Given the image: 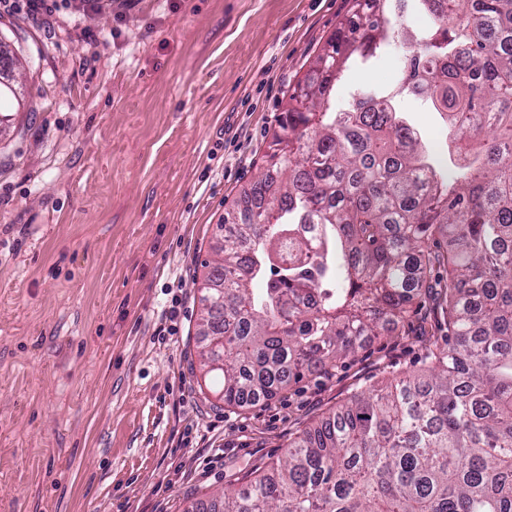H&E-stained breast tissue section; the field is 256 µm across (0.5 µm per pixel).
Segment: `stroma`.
Here are the masks:
<instances>
[{"label": "stroma", "instance_id": "35a3bbf8", "mask_svg": "<svg viewBox=\"0 0 512 512\" xmlns=\"http://www.w3.org/2000/svg\"><path fill=\"white\" fill-rule=\"evenodd\" d=\"M351 0H112L0 14L27 106L0 125V512H184L353 389L423 371L431 302L275 397L226 408L190 369L203 262ZM401 47L351 67L393 88ZM180 283L179 335L158 341Z\"/></svg>", "mask_w": 512, "mask_h": 512}]
</instances>
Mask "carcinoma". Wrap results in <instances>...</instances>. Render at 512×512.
I'll use <instances>...</instances> for the list:
<instances>
[{
  "mask_svg": "<svg viewBox=\"0 0 512 512\" xmlns=\"http://www.w3.org/2000/svg\"><path fill=\"white\" fill-rule=\"evenodd\" d=\"M405 2L353 0L288 96L279 150L204 263L224 302L200 298L201 357L242 407L354 355L426 293L446 335L425 372L355 391L211 512H512V0H417L419 39ZM397 41L395 90L336 109L350 60ZM403 94L442 118L446 171Z\"/></svg>",
  "mask_w": 512,
  "mask_h": 512,
  "instance_id": "carcinoma-1",
  "label": "carcinoma"
}]
</instances>
